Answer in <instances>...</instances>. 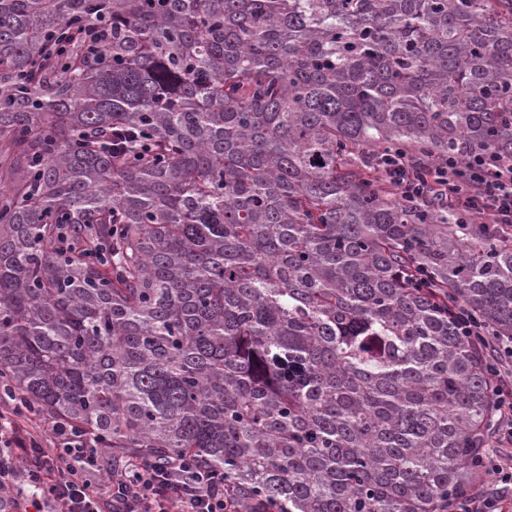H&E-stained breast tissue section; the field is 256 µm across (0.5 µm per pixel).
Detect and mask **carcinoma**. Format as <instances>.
Instances as JSON below:
<instances>
[{
	"mask_svg": "<svg viewBox=\"0 0 512 512\" xmlns=\"http://www.w3.org/2000/svg\"><path fill=\"white\" fill-rule=\"evenodd\" d=\"M0 144L20 411L196 458L239 512L482 480L490 355L448 298L512 338V237L373 169L512 154V0H0Z\"/></svg>",
	"mask_w": 512,
	"mask_h": 512,
	"instance_id": "carcinoma-1",
	"label": "carcinoma"
}]
</instances>
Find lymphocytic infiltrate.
I'll return each mask as SVG.
<instances>
[{
	"label": "lymphocytic infiltrate",
	"mask_w": 512,
	"mask_h": 512,
	"mask_svg": "<svg viewBox=\"0 0 512 512\" xmlns=\"http://www.w3.org/2000/svg\"><path fill=\"white\" fill-rule=\"evenodd\" d=\"M379 178L395 195L405 199L431 197L461 214L462 223L478 220L512 234V156L473 154L465 169L455 159L415 166L404 155L383 158ZM459 333L488 343L496 369L494 409L501 440L512 444V393L503 386L511 374L504 371L512 358V342L488 341V330L466 307L453 308ZM56 444L43 447L19 418L18 412L0 409V489L22 483L25 500H12L13 508L30 502L36 512H238L224 494V483L205 465L188 458L144 461L129 456L99 481L98 452L87 432L69 423H57Z\"/></svg>",
	"instance_id": "obj_1"
}]
</instances>
